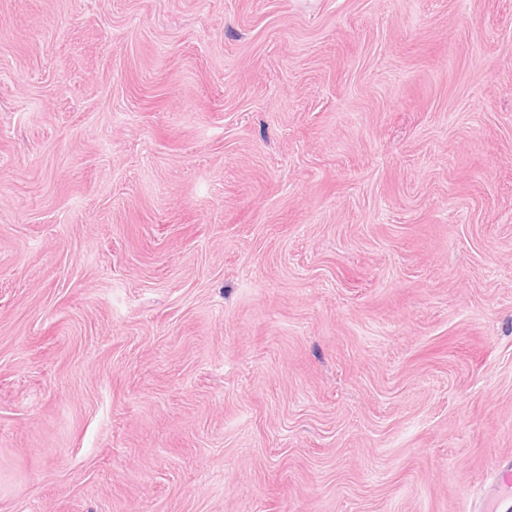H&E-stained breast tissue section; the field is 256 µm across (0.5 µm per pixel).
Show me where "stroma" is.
<instances>
[{"mask_svg": "<svg viewBox=\"0 0 512 512\" xmlns=\"http://www.w3.org/2000/svg\"><path fill=\"white\" fill-rule=\"evenodd\" d=\"M512 455V0H0V512H472Z\"/></svg>", "mask_w": 512, "mask_h": 512, "instance_id": "1", "label": "stroma"}]
</instances>
